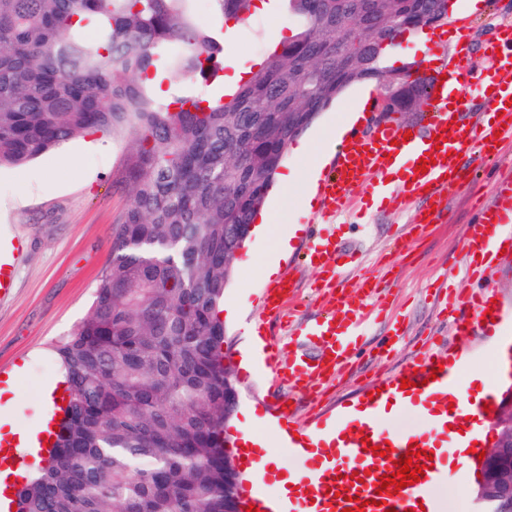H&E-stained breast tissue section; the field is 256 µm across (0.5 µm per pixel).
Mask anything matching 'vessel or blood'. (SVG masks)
I'll use <instances>...</instances> for the list:
<instances>
[{
  "label": "vessel or blood",
  "mask_w": 512,
  "mask_h": 512,
  "mask_svg": "<svg viewBox=\"0 0 512 512\" xmlns=\"http://www.w3.org/2000/svg\"><path fill=\"white\" fill-rule=\"evenodd\" d=\"M502 31L505 44L487 47L490 67L481 84L483 111L467 110L470 71L466 55L426 65L422 73L429 80V105L424 128L410 129L388 121L366 131L353 129L348 140L342 141L331 169L318 179L319 193L343 207L351 189L369 185L372 174H387L398 164L402 167L401 193H389L381 184L373 186L375 192L388 195L397 211L417 198L432 200V208L421 210L415 228L423 233L439 223L443 196L470 181L464 154L477 148L492 155L494 136L512 137V82L503 79L512 73V27L503 26ZM24 249L21 238L0 242V300L13 292L16 261ZM465 250L460 284L466 293L462 300L445 306L450 330L457 336L467 335L477 323L489 332L497 328L487 314L493 306V297L484 286L489 271L480 267L477 256L512 252V179L496 185L491 203L470 224ZM307 257L323 269L325 286L334 287L344 266L334 234L325 229L316 233ZM295 288L290 276L267 288L262 316L287 319L292 335L312 346V353H294L287 365H280L277 342L265 336L256 345L253 364L271 369L302 390L339 375L346 358L359 347L370 315L341 297L324 316L287 317L283 303ZM463 370V365L443 355L420 352L396 376L378 382L373 397L357 399L352 408L338 407L335 415L317 417L312 428L300 427L286 402L275 404L272 428L298 439V447L290 454L300 469L277 492H268L262 485L246 488V501L259 512H442L436 490L448 477L443 432L451 425L473 431L486 418V406L496 401L491 385L474 394L464 392ZM405 378L410 381L406 388L401 385ZM409 411L421 417L423 428L395 433L385 427L386 417ZM384 445L391 449L389 456L377 455V448ZM417 448L429 457L418 483L396 493L382 490V476L394 473L395 461Z\"/></svg>",
  "instance_id": "b4317fda"
}]
</instances>
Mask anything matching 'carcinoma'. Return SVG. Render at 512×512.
<instances>
[{
  "label": "carcinoma",
  "mask_w": 512,
  "mask_h": 512,
  "mask_svg": "<svg viewBox=\"0 0 512 512\" xmlns=\"http://www.w3.org/2000/svg\"><path fill=\"white\" fill-rule=\"evenodd\" d=\"M295 20L224 90V32L196 0H0V167L71 139L129 137V202L89 313L55 347L66 397L17 512H224L232 416L220 307L289 144L348 86L420 112L428 79L384 49L445 0H283ZM246 22L255 0H212ZM168 82L167 95L151 88ZM196 99L205 110H184Z\"/></svg>",
  "instance_id": "carcinoma-1"
}]
</instances>
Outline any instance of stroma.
I'll return each mask as SVG.
<instances>
[{"label":"stroma","instance_id":"35a3bbf8","mask_svg":"<svg viewBox=\"0 0 512 512\" xmlns=\"http://www.w3.org/2000/svg\"><path fill=\"white\" fill-rule=\"evenodd\" d=\"M482 2V7L474 9L470 0H453L450 23L428 30L429 36L441 38L446 55H456L458 38L451 22L472 15L468 54L474 98L486 68L480 49L498 37L503 23L512 22V0ZM286 17L279 0H263L246 25L232 19L218 23L206 5L195 11L201 26H223L228 37L224 54L228 74L244 71L265 57L275 44L271 36L275 20ZM380 93L372 82L351 85L318 114L303 134L310 154L291 149L282 161L296 174L293 186L285 193L272 188L263 207L271 235H251L240 253L236 275L224 297L237 309L236 316L224 322V354L238 391L239 409L252 407L262 414L288 394L300 417L335 412L338 404L352 403L364 388L408 363L431 342L438 353L466 356L467 375L488 376L500 336H512V256L492 263L490 284L504 313L500 335L476 329L469 336H456L443 319V298L465 264L468 226L497 182L512 177V140L504 142L497 156L485 158L475 151L467 156L465 164L475 173L474 183L448 192L441 222L424 234L411 230L425 205L421 199L394 212L388 204H373L363 188L352 190L340 210L323 197L308 198L306 178L315 153L363 97L376 99ZM125 151L122 137L79 136L26 166L0 169V233L19 235L27 242L16 264L15 288L0 302V371L19 378L13 404L0 407L2 419L34 428L49 415L44 390L56 385L60 374L53 347L87 314L111 253L112 225L128 202L127 191L112 183ZM299 224L335 232L348 259L349 295H357L364 278L375 279L374 303L382 308L384 318L371 326L360 351L335 381L293 392L276 384L271 371L240 370L238 357L248 343L250 328L262 315L257 298L269 285L261 267L272 235L292 237V249L280 258L278 270L299 284L288 304L290 312L314 317L329 311L336 301L335 292L322 288L320 269L305 258L307 237L296 232ZM395 319L401 321L404 336L399 350L389 354L383 346L390 334L388 323ZM477 480L475 466L452 463L438 497L453 512H486L485 505L475 499Z\"/></svg>","mask_w":512,"mask_h":512}]
</instances>
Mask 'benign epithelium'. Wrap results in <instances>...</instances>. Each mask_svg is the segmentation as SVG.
Masks as SVG:
<instances>
[{"label": "benign epithelium", "instance_id": "7a95c632", "mask_svg": "<svg viewBox=\"0 0 512 512\" xmlns=\"http://www.w3.org/2000/svg\"><path fill=\"white\" fill-rule=\"evenodd\" d=\"M496 423L504 433H494L491 447L478 461L477 499L489 504L491 512H501V505L512 504V395L501 403Z\"/></svg>", "mask_w": 512, "mask_h": 512}]
</instances>
